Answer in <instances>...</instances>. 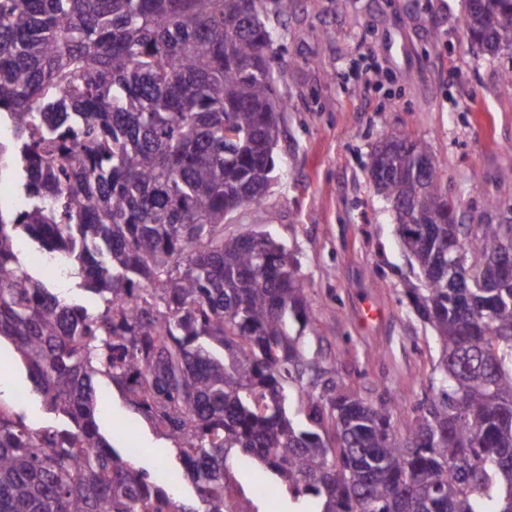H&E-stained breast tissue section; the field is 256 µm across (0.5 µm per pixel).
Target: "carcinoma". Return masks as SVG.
<instances>
[{
	"label": "carcinoma",
	"instance_id": "cac0c4a2",
	"mask_svg": "<svg viewBox=\"0 0 512 512\" xmlns=\"http://www.w3.org/2000/svg\"><path fill=\"white\" fill-rule=\"evenodd\" d=\"M292 7L0 0V178L26 201L0 209V340L50 418L0 403V512H228L234 449L311 512H512V224L459 223L422 140L369 154L440 349L436 394L399 420L290 332L315 319L295 254L224 236L275 179L287 103L266 19ZM461 22L491 56L512 48V0H466ZM21 237L91 306L33 276ZM100 378L171 442L165 482L100 432Z\"/></svg>",
	"mask_w": 512,
	"mask_h": 512
}]
</instances>
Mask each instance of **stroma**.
<instances>
[{
	"label": "stroma",
	"mask_w": 512,
	"mask_h": 512,
	"mask_svg": "<svg viewBox=\"0 0 512 512\" xmlns=\"http://www.w3.org/2000/svg\"><path fill=\"white\" fill-rule=\"evenodd\" d=\"M464 0H295L271 18L281 115L280 173L263 203L225 224L228 236L270 232L296 254L316 312L309 355L330 375L395 415L432 396L439 346L404 294L413 276L390 205L365 168L393 135L428 141L444 190L461 199L467 224H494L512 208V95L497 58L471 42ZM99 426L140 464L172 463L169 442L131 414L111 385ZM30 384L8 343L0 344V402L42 425Z\"/></svg>",
	"instance_id": "1"
}]
</instances>
